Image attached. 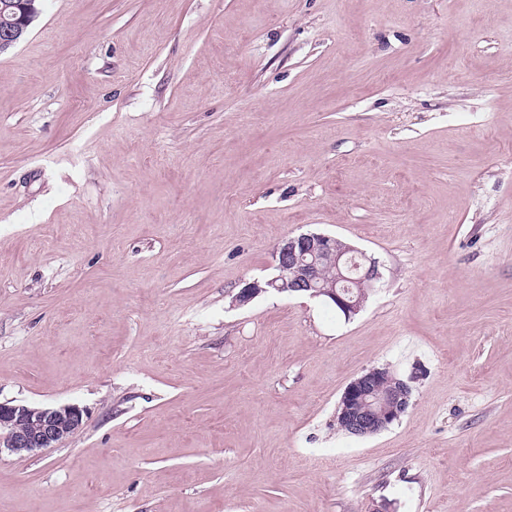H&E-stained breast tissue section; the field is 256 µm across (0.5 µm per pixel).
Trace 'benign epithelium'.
<instances>
[{
  "label": "benign epithelium",
  "mask_w": 512,
  "mask_h": 512,
  "mask_svg": "<svg viewBox=\"0 0 512 512\" xmlns=\"http://www.w3.org/2000/svg\"><path fill=\"white\" fill-rule=\"evenodd\" d=\"M35 0H0V53L18 44L35 19ZM332 236L306 233L291 237L273 250L277 275L261 283L246 284L235 297L238 305L261 292L304 294L320 298L346 318L358 313L362 295L351 287L372 288L380 279L379 263L351 245L342 248ZM378 370L352 380L341 396L339 420L355 435L377 434L405 412L415 377L387 391L375 388ZM84 410L65 404L56 408H31L0 402V447L16 454L53 448L83 426Z\"/></svg>",
  "instance_id": "obj_1"
}]
</instances>
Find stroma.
Instances as JSON below:
<instances>
[{
  "mask_svg": "<svg viewBox=\"0 0 512 512\" xmlns=\"http://www.w3.org/2000/svg\"><path fill=\"white\" fill-rule=\"evenodd\" d=\"M344 319L246 283L304 232ZM421 368L338 431L345 387ZM0 512H512V0H42L0 55ZM337 243L336 237L319 233L288 238L273 250L277 275L264 285L259 281L246 284L235 297V303H248L261 292L304 294L334 305L350 319L362 308V288H374L381 274L376 259L349 244L339 248ZM356 257L363 263L355 262ZM351 284L354 289H361L359 295H350ZM384 370L385 376L378 383L381 390L389 389L400 378L392 371ZM378 372V369H372L355 378L341 396L339 420L360 437L377 434L400 418L409 406L413 393L411 383L417 378L411 376L398 383L399 387L379 391L374 383ZM83 419L77 405L40 409L0 402V447L16 454L53 448L76 433Z\"/></svg>",
  "mask_w": 512,
  "mask_h": 512,
  "instance_id": "stroma-1",
  "label": "stroma"
}]
</instances>
